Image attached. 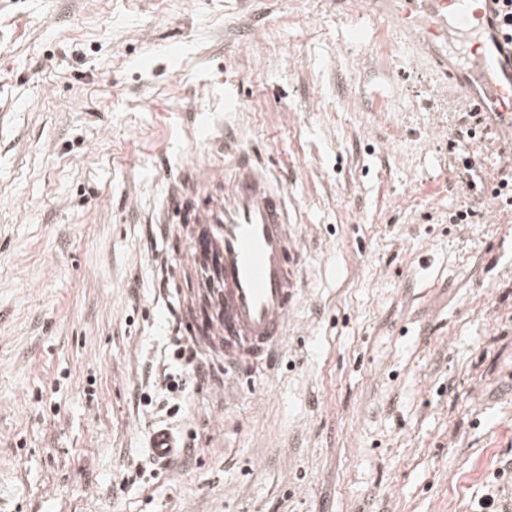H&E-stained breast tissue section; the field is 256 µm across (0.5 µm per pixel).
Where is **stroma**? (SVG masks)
I'll list each match as a JSON object with an SVG mask.
<instances>
[{
    "label": "stroma",
    "mask_w": 512,
    "mask_h": 512,
    "mask_svg": "<svg viewBox=\"0 0 512 512\" xmlns=\"http://www.w3.org/2000/svg\"><path fill=\"white\" fill-rule=\"evenodd\" d=\"M469 56L401 0H0V512L512 497V212L448 154L446 71ZM228 142L267 166L300 249L287 334L250 369L205 332L191 225L161 221ZM509 147L495 125L476 144L483 181ZM180 339L206 378L170 391ZM153 427L189 440L163 470Z\"/></svg>",
    "instance_id": "obj_1"
}]
</instances>
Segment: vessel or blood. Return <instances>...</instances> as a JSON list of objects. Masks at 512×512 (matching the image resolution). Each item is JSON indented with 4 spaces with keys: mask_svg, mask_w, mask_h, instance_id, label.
Wrapping results in <instances>:
<instances>
[{
    "mask_svg": "<svg viewBox=\"0 0 512 512\" xmlns=\"http://www.w3.org/2000/svg\"><path fill=\"white\" fill-rule=\"evenodd\" d=\"M406 10L423 17L426 31L438 38H460L479 31L490 44L469 61V111L504 110L512 102V63L504 60L492 39L494 0L472 9L471 0H405ZM223 186L222 195L197 208L192 216L199 232L191 248L214 260L223 294L222 338L229 358L265 361L284 336L296 288L295 246L283 197L272 192L262 175L246 160L232 174L207 166L180 180L171 195L169 221H183L187 200L206 189ZM154 456L172 458L180 446L167 430L152 432Z\"/></svg>",
    "mask_w": 512,
    "mask_h": 512,
    "instance_id": "obj_1",
    "label": "vessel or blood"
}]
</instances>
